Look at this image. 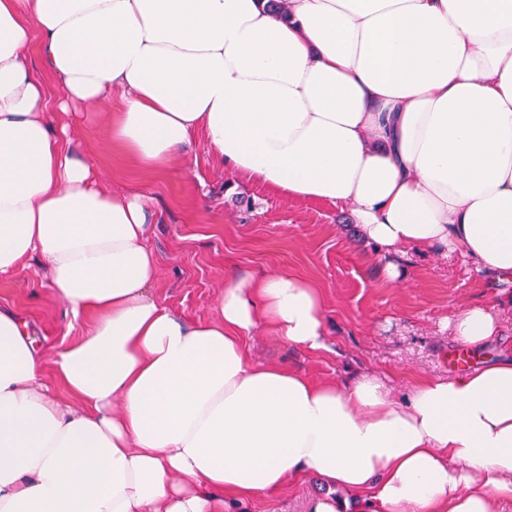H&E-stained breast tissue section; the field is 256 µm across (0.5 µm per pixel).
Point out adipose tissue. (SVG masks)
<instances>
[{
  "instance_id": "obj_1",
  "label": "adipose tissue",
  "mask_w": 512,
  "mask_h": 512,
  "mask_svg": "<svg viewBox=\"0 0 512 512\" xmlns=\"http://www.w3.org/2000/svg\"><path fill=\"white\" fill-rule=\"evenodd\" d=\"M37 57H29V44ZM133 165L191 136L235 178L351 208L399 276L408 251L512 274V0H0V276L38 275L90 317L53 378L0 308V512H227L311 472L362 512H496L512 498V362L418 384L315 383L260 364L257 327L325 346L317 288L225 282L206 322L152 293L151 198L108 189L72 138L107 107ZM459 341L496 332L484 306Z\"/></svg>"
}]
</instances>
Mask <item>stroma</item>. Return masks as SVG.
<instances>
[{
  "label": "stroma",
  "mask_w": 512,
  "mask_h": 512,
  "mask_svg": "<svg viewBox=\"0 0 512 512\" xmlns=\"http://www.w3.org/2000/svg\"><path fill=\"white\" fill-rule=\"evenodd\" d=\"M106 120L103 109L84 110L76 140L95 147L93 160L108 188L152 196L148 242L159 260L154 294L162 306L190 321L209 320L232 276L293 273L318 288L327 329L324 348L294 347L260 328L243 338L254 361L343 385L374 373L401 400L421 379L455 375L448 361L459 343L448 322L474 303L487 306L500 324L498 336L479 351L478 364L512 356V307L501 303L512 296V279L482 278L457 252H412L400 265L399 279L381 283L374 246L349 209L233 182L201 132L171 169L145 173L117 150L99 149ZM0 306L23 314L48 358L87 326L73 320L30 268L0 279ZM326 489L318 475L307 473L282 491L237 501L232 512H309L311 501Z\"/></svg>",
  "instance_id": "obj_1"
}]
</instances>
